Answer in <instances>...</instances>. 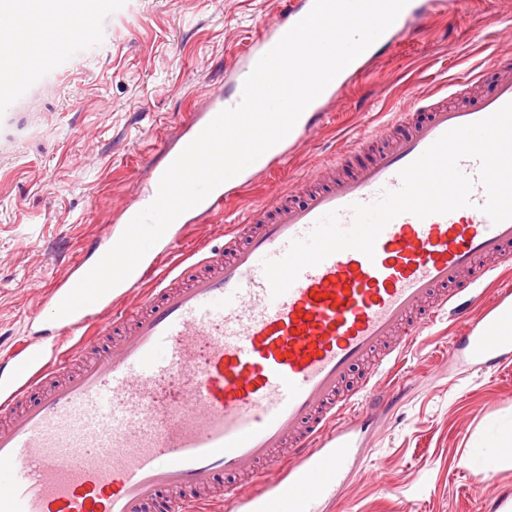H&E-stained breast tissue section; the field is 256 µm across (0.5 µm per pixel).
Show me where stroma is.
Segmentation results:
<instances>
[{
	"mask_svg": "<svg viewBox=\"0 0 512 512\" xmlns=\"http://www.w3.org/2000/svg\"><path fill=\"white\" fill-rule=\"evenodd\" d=\"M95 6L98 45L54 66L35 97L0 125V356L40 330L45 291L141 191L153 145L223 82L281 0H119ZM512 41V0L451 19L431 14L340 94L290 158L294 176L363 139L414 100L448 87ZM451 317L425 329L392 380L399 396L369 423L370 448L322 512H483L512 487V467L474 469L480 449L512 424V366L483 371L448 355Z\"/></svg>",
	"mask_w": 512,
	"mask_h": 512,
	"instance_id": "35a3bbf8",
	"label": "stroma"
}]
</instances>
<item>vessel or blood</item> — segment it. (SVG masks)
I'll return each instance as SVG.
<instances>
[{
	"mask_svg": "<svg viewBox=\"0 0 512 512\" xmlns=\"http://www.w3.org/2000/svg\"><path fill=\"white\" fill-rule=\"evenodd\" d=\"M287 0L251 37L242 60L212 85L189 120L160 143L166 163L222 110L236 107L258 60L312 9ZM476 0H409L395 22L303 112L278 151L216 187L167 229L161 250L95 303L54 318L49 329L0 358V512H150L167 495L174 512H200V491L226 477L232 512H320L363 452L361 422L387 406L384 384L418 335L441 313L461 322L448 344L485 369L512 362V290H495L486 313L470 303L495 270L512 265V219L492 223L471 206L381 232L374 258L337 252L304 269L281 296L262 261L281 258L335 211L398 189L400 171L447 131L512 102V50L468 71L447 93L415 100L371 140L346 145L285 192L224 228L220 247L183 250L194 224L259 176L283 170L352 77L382 48L410 34L431 9L456 14ZM12 34L0 42V99L41 87L47 58L30 50L35 22L19 0H0ZM233 92H225V83ZM164 166L144 170L143 190L88 247L103 256L156 197ZM177 256L163 268L162 261ZM91 269L74 261L42 304L54 313Z\"/></svg>",
	"mask_w": 512,
	"mask_h": 512,
	"instance_id": "b4317fda",
	"label": "vessel or blood"
}]
</instances>
